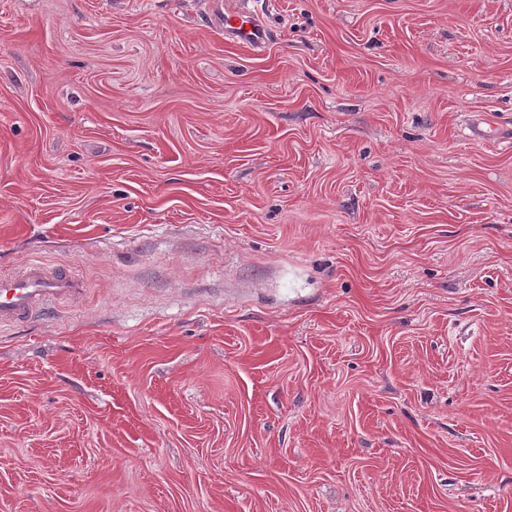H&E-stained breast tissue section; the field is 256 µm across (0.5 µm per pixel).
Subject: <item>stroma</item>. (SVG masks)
I'll return each mask as SVG.
<instances>
[{
	"label": "stroma",
	"mask_w": 512,
	"mask_h": 512,
	"mask_svg": "<svg viewBox=\"0 0 512 512\" xmlns=\"http://www.w3.org/2000/svg\"><path fill=\"white\" fill-rule=\"evenodd\" d=\"M35 260L0 512H512V0H0ZM224 29L239 44L261 47L270 37L269 31L260 23L258 15L239 11L224 13ZM84 284L59 269L28 263L23 271L0 276V326L25 318L45 304L83 293Z\"/></svg>",
	"instance_id": "35a3bbf8"
}]
</instances>
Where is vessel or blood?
Returning <instances> with one entry per match:
<instances>
[{"instance_id": "obj_1", "label": "vessel or blood", "mask_w": 512, "mask_h": 512, "mask_svg": "<svg viewBox=\"0 0 512 512\" xmlns=\"http://www.w3.org/2000/svg\"><path fill=\"white\" fill-rule=\"evenodd\" d=\"M224 29L237 43L251 47L264 46L270 37L253 13H225ZM83 291V283L65 272L28 263L17 274L0 276V326L25 318L49 302L75 297Z\"/></svg>"}]
</instances>
